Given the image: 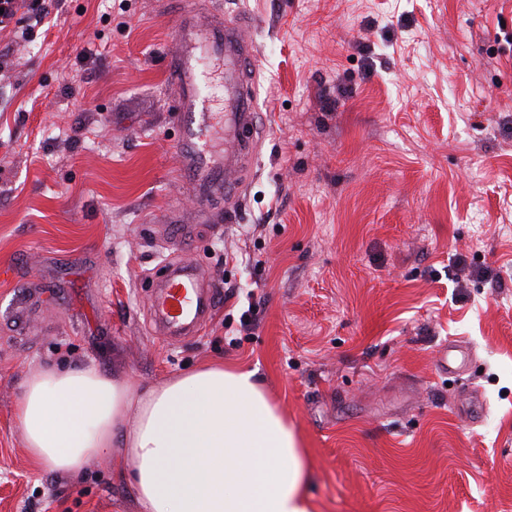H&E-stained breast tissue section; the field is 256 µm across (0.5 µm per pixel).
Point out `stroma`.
Listing matches in <instances>:
<instances>
[{
    "label": "stroma",
    "instance_id": "stroma-1",
    "mask_svg": "<svg viewBox=\"0 0 512 512\" xmlns=\"http://www.w3.org/2000/svg\"><path fill=\"white\" fill-rule=\"evenodd\" d=\"M255 46L241 195L180 171L181 8ZM0 32V512H136L117 458L31 461L42 367L153 384L257 369L304 447L313 512H512V0H54ZM203 268L194 336L150 310ZM21 292L18 323L10 300ZM458 341L462 368L436 360Z\"/></svg>",
    "mask_w": 512,
    "mask_h": 512
}]
</instances>
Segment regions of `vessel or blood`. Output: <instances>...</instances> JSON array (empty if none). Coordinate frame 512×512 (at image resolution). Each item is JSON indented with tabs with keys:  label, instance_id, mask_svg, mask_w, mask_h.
Listing matches in <instances>:
<instances>
[{
	"label": "vessel or blood",
	"instance_id": "obj_1",
	"mask_svg": "<svg viewBox=\"0 0 512 512\" xmlns=\"http://www.w3.org/2000/svg\"><path fill=\"white\" fill-rule=\"evenodd\" d=\"M174 43L170 67L179 99L180 169L199 196L234 194L236 185L229 175L242 167L255 146L251 136L257 110L254 47L232 21L218 17L200 25L189 15L177 24ZM209 62L220 68L224 81V101L217 113L212 110L211 99L201 94ZM217 125L227 140L219 155L211 148ZM213 296L211 285L199 270L172 266L152 305L160 331L185 336L199 332L212 311Z\"/></svg>",
	"mask_w": 512,
	"mask_h": 512
}]
</instances>
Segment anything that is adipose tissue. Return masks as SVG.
Segmentation results:
<instances>
[{
    "label": "adipose tissue",
    "mask_w": 512,
    "mask_h": 512,
    "mask_svg": "<svg viewBox=\"0 0 512 512\" xmlns=\"http://www.w3.org/2000/svg\"><path fill=\"white\" fill-rule=\"evenodd\" d=\"M18 415L31 459L59 473L122 449L138 512H311L294 427L235 362L141 389L93 364L45 367Z\"/></svg>",
    "instance_id": "adipose-tissue-1"
}]
</instances>
